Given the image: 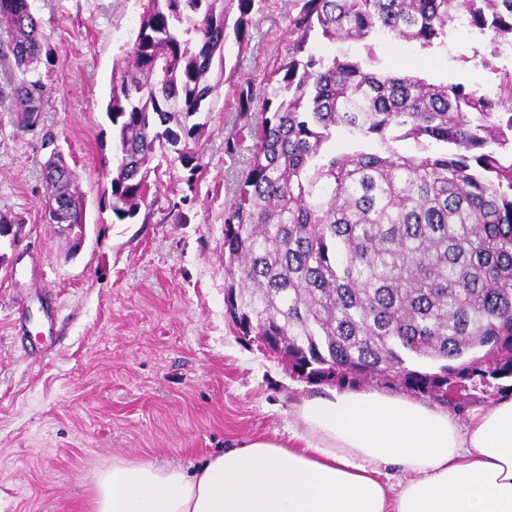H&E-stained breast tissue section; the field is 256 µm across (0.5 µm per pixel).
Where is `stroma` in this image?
<instances>
[{
  "label": "stroma",
  "instance_id": "obj_1",
  "mask_svg": "<svg viewBox=\"0 0 512 512\" xmlns=\"http://www.w3.org/2000/svg\"><path fill=\"white\" fill-rule=\"evenodd\" d=\"M46 47L38 73L49 101L34 130H17L0 101V211L24 224L0 243V512H92L94 480L114 461L190 470L255 435L287 440L302 400L324 392L281 357L237 335L224 304V210L248 168L251 141L224 151L242 120L241 88H261L287 59L302 0H255L244 41L227 32L224 82L203 140L205 167H167L138 219L108 201L116 165L103 103L116 59L132 44L141 0H30ZM319 56L342 53L373 70L497 93L512 48L449 30L445 45L313 38ZM60 152L88 202L85 242L42 220V167ZM179 207L182 223L170 211ZM34 317L15 333L10 310Z\"/></svg>",
  "mask_w": 512,
  "mask_h": 512
}]
</instances>
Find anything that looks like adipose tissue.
Listing matches in <instances>:
<instances>
[{
  "mask_svg": "<svg viewBox=\"0 0 512 512\" xmlns=\"http://www.w3.org/2000/svg\"><path fill=\"white\" fill-rule=\"evenodd\" d=\"M299 418L291 444L254 437L190 473L114 462L93 512H512V397L462 425L410 399L329 388Z\"/></svg>",
  "mask_w": 512,
  "mask_h": 512,
  "instance_id": "adipose-tissue-1",
  "label": "adipose tissue"
}]
</instances>
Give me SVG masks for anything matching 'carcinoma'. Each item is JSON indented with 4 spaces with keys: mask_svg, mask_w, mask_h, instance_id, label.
I'll return each instance as SVG.
<instances>
[{
    "mask_svg": "<svg viewBox=\"0 0 512 512\" xmlns=\"http://www.w3.org/2000/svg\"><path fill=\"white\" fill-rule=\"evenodd\" d=\"M254 2L144 0L105 107L118 221L138 217L170 138L190 175L202 169L229 15L237 9L242 38ZM462 8L491 40L512 38V0H303L292 52L265 79L261 119L239 129L254 152L224 210V303L238 335L275 337L300 379L374 381L454 410L477 387L499 393L512 379V76L492 100L308 48L313 34L440 46ZM0 30V63L12 71L0 100L30 131L48 91L31 77L44 43L29 0H0ZM338 128L387 154L328 151ZM406 139L421 152L389 147ZM42 177L48 197L84 204L63 159Z\"/></svg>",
    "mask_w": 512,
    "mask_h": 512,
    "instance_id": "cac0c4a2",
    "label": "carcinoma"
}]
</instances>
